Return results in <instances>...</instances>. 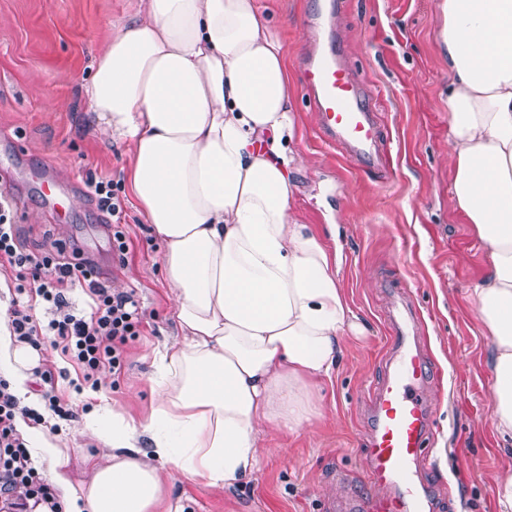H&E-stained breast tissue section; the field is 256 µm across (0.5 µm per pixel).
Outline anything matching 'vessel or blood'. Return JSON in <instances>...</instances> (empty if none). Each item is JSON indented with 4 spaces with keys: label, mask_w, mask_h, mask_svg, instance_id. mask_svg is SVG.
Here are the masks:
<instances>
[{
    "label": "vessel or blood",
    "mask_w": 512,
    "mask_h": 512,
    "mask_svg": "<svg viewBox=\"0 0 512 512\" xmlns=\"http://www.w3.org/2000/svg\"><path fill=\"white\" fill-rule=\"evenodd\" d=\"M300 65L321 140L362 167H385L378 115L337 50L333 34L316 39ZM385 314L386 373L369 404L362 449L370 492L361 512H432L418 472L433 425L427 387L434 372L416 339L415 309L404 291L391 290Z\"/></svg>",
    "instance_id": "obj_1"
}]
</instances>
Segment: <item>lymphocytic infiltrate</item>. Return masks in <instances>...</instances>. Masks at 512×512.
Segmentation results:
<instances>
[{"instance_id": "obj_1", "label": "lymphocytic infiltrate", "mask_w": 512, "mask_h": 512, "mask_svg": "<svg viewBox=\"0 0 512 512\" xmlns=\"http://www.w3.org/2000/svg\"><path fill=\"white\" fill-rule=\"evenodd\" d=\"M88 186L99 208L115 217L112 250L126 262L130 246L117 219L122 203L110 179L89 178ZM14 284L11 328L17 341L40 349L50 346L58 356L71 361L85 385L97 387L102 369L120 374L129 340L138 336L144 313L133 292H114L97 280L90 265L63 261L58 252L25 254L15 242V226L9 204L0 198V277ZM87 287L92 304L89 312H74L66 297L74 285ZM52 308V317L42 323L31 315L32 296ZM45 413L20 405L8 380L0 377V512H64L54 488L32 464L30 452L16 427L17 417L34 424L45 423Z\"/></svg>"}]
</instances>
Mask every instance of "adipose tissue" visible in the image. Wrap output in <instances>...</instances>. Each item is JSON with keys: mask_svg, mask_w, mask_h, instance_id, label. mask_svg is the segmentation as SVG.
I'll use <instances>...</instances> for the list:
<instances>
[{"mask_svg": "<svg viewBox=\"0 0 512 512\" xmlns=\"http://www.w3.org/2000/svg\"><path fill=\"white\" fill-rule=\"evenodd\" d=\"M441 8L451 195L490 252L474 295L493 341L494 426L512 443V0ZM92 70L84 94L100 130L130 147L181 338L155 356L161 399L144 430L110 405L86 415L110 453L82 489L46 431L22 432L33 458L53 461L66 512H172L161 466L227 488L257 473L261 426L308 427L312 388L332 381L358 325L338 256L290 213L288 67L256 0H147ZM37 364L0 319V372L27 406Z\"/></svg>", "mask_w": 512, "mask_h": 512, "instance_id": "obj_1", "label": "adipose tissue"}]
</instances>
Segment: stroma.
Wrapping results in <instances>:
<instances>
[{
    "label": "stroma",
    "instance_id": "stroma-1",
    "mask_svg": "<svg viewBox=\"0 0 512 512\" xmlns=\"http://www.w3.org/2000/svg\"><path fill=\"white\" fill-rule=\"evenodd\" d=\"M144 0H0V192L17 206L25 251L63 247L68 260L96 266L109 287L135 291L146 318L126 348L120 378L101 370L98 390H75L76 372L57 360L55 383L76 406L58 447L74 486L90 481L89 457L105 448L83 419L118 403L141 423L160 398L152 382L158 349L178 336L174 296L163 277V246L129 187H122L126 265L112 257L107 214L89 177L127 178L130 149L89 119L83 85L116 26L137 17ZM332 25L341 50L364 84L383 128L385 170L361 168L323 143L302 92L297 62L308 50L306 23L325 0H257L277 31L290 81L294 128L288 147L303 167L290 203L339 252L344 296L362 335L344 336L339 366L325 385L309 428L269 424L259 433L260 472L224 488L172 472L166 495L180 512H330L368 490L358 451L368 431L374 385L385 371L386 283L408 289L438 370L429 386L436 428L433 459L419 477L434 512H500L497 478L512 468V445L492 420V339L473 294L491 271L487 249L450 196L448 84L441 0H338Z\"/></svg>",
    "mask_w": 512,
    "mask_h": 512
}]
</instances>
